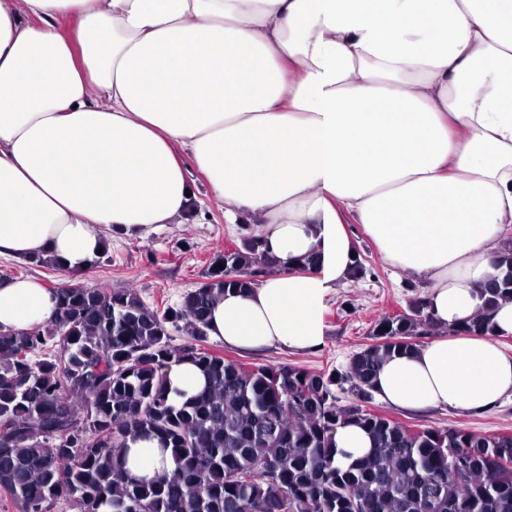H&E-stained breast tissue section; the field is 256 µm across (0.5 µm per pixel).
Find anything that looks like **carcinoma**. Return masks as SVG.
Segmentation results:
<instances>
[{
    "instance_id": "cac0c4a2",
    "label": "carcinoma",
    "mask_w": 512,
    "mask_h": 512,
    "mask_svg": "<svg viewBox=\"0 0 512 512\" xmlns=\"http://www.w3.org/2000/svg\"><path fill=\"white\" fill-rule=\"evenodd\" d=\"M259 239L217 255L174 306L63 283L45 328L0 329V494L17 512H512V433L408 425L371 409L384 360L437 329L422 298L380 317L344 371L244 363L203 345L218 294L271 268ZM499 266L462 331L490 333L491 311L512 299L511 248ZM173 327L189 340L172 344ZM185 359L207 385L176 392L178 402L169 371ZM348 421L371 448L343 467L332 436ZM138 439L171 449V473L127 475Z\"/></svg>"
}]
</instances>
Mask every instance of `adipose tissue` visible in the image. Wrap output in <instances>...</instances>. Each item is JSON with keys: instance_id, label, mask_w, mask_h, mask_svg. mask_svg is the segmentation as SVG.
<instances>
[{"instance_id": "obj_1", "label": "adipose tissue", "mask_w": 512, "mask_h": 512, "mask_svg": "<svg viewBox=\"0 0 512 512\" xmlns=\"http://www.w3.org/2000/svg\"><path fill=\"white\" fill-rule=\"evenodd\" d=\"M192 165L280 265L213 305L210 336L321 346L349 215L446 328L387 360L375 396L460 416L512 399V301L493 335L462 331L512 247V0H0V257L81 270L105 230L187 222ZM55 305L38 278L0 282L1 326ZM172 465L131 446L132 475Z\"/></svg>"}]
</instances>
